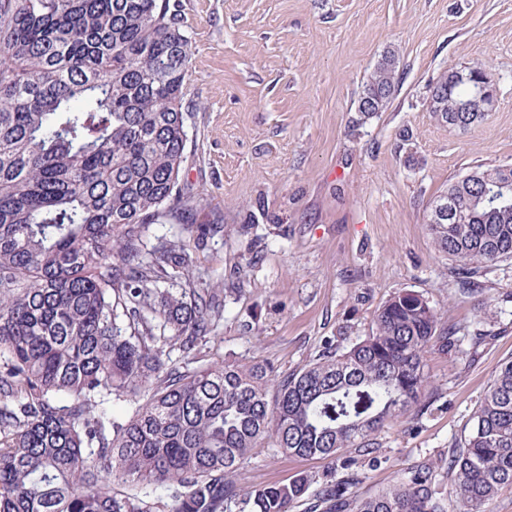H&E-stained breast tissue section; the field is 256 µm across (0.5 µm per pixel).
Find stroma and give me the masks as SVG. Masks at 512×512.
<instances>
[{
  "label": "stroma",
  "mask_w": 512,
  "mask_h": 512,
  "mask_svg": "<svg viewBox=\"0 0 512 512\" xmlns=\"http://www.w3.org/2000/svg\"><path fill=\"white\" fill-rule=\"evenodd\" d=\"M191 43L182 178L192 224L224 230L192 245L198 287L224 297L202 359L300 369L367 336L376 310L414 291L456 329L455 350H426L435 399L385 428L354 467L356 491L455 447L495 370L512 359V260L462 291L426 225L430 201L474 167L512 165V0H175ZM398 90L361 119L363 85L385 52ZM496 76L493 110L451 128L428 109L446 68ZM343 459L264 447L242 489L305 473L344 476Z\"/></svg>",
  "instance_id": "stroma-1"
}]
</instances>
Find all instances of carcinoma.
Segmentation results:
<instances>
[{
    "mask_svg": "<svg viewBox=\"0 0 512 512\" xmlns=\"http://www.w3.org/2000/svg\"><path fill=\"white\" fill-rule=\"evenodd\" d=\"M190 60L170 0H0V512H490L512 488V360L446 462L450 493L429 461L371 494L343 478L312 493L304 474L238 487L266 443L329 460L375 447L430 406L423 352L458 339L401 292L368 336L278 381L260 361L166 370L167 349L196 359L224 318L190 279L189 239L213 227L147 242L197 207L181 179ZM476 87L445 70L429 111L474 124ZM397 88L386 55L357 111H383ZM472 174L440 194L452 219L429 225L464 285L512 259V193L494 194L504 169ZM113 399L131 411L112 413Z\"/></svg>",
    "mask_w": 512,
    "mask_h": 512,
    "instance_id": "carcinoma-1",
    "label": "carcinoma"
}]
</instances>
